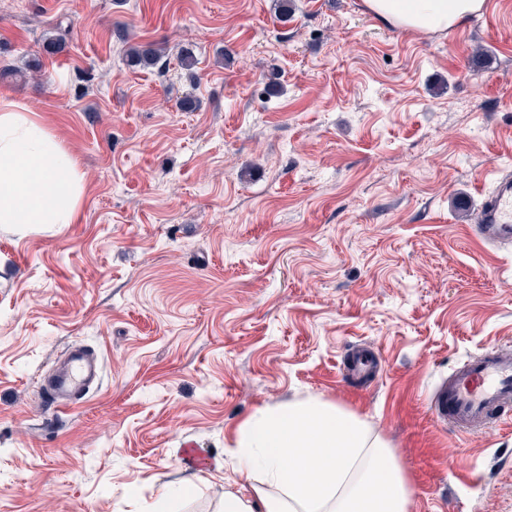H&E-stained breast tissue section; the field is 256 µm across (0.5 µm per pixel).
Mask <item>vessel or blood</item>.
Returning a JSON list of instances; mask_svg holds the SVG:
<instances>
[{"label":"vessel or blood","instance_id":"b4317fda","mask_svg":"<svg viewBox=\"0 0 512 512\" xmlns=\"http://www.w3.org/2000/svg\"><path fill=\"white\" fill-rule=\"evenodd\" d=\"M474 230L486 244L512 245V176L499 175L483 201ZM101 374L98 354L83 344L72 345L55 373L43 380L42 397L58 410L84 399ZM436 418L462 436L487 432L512 422V345L505 343L466 356L431 394Z\"/></svg>","mask_w":512,"mask_h":512}]
</instances>
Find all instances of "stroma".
<instances>
[{
	"instance_id": "1",
	"label": "stroma",
	"mask_w": 512,
	"mask_h": 512,
	"mask_svg": "<svg viewBox=\"0 0 512 512\" xmlns=\"http://www.w3.org/2000/svg\"><path fill=\"white\" fill-rule=\"evenodd\" d=\"M0 68L82 174L74 223L0 224V512H222L240 426L310 395L395 448L411 512H512V425L430 406L512 342V251L470 232L512 172V0L443 32L363 0H0ZM74 343L102 380L55 413ZM160 59L158 51L140 46H131L128 51L127 61L129 66L137 69L153 67Z\"/></svg>"
}]
</instances>
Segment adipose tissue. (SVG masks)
Segmentation results:
<instances>
[{
	"label": "adipose tissue",
	"instance_id": "1",
	"mask_svg": "<svg viewBox=\"0 0 512 512\" xmlns=\"http://www.w3.org/2000/svg\"><path fill=\"white\" fill-rule=\"evenodd\" d=\"M403 29L446 31L485 0H364ZM74 156L25 106L0 99V224L73 223L81 194ZM249 498L224 512H410L413 492L397 453L371 423L316 397L255 412L237 440Z\"/></svg>",
	"mask_w": 512,
	"mask_h": 512
}]
</instances>
